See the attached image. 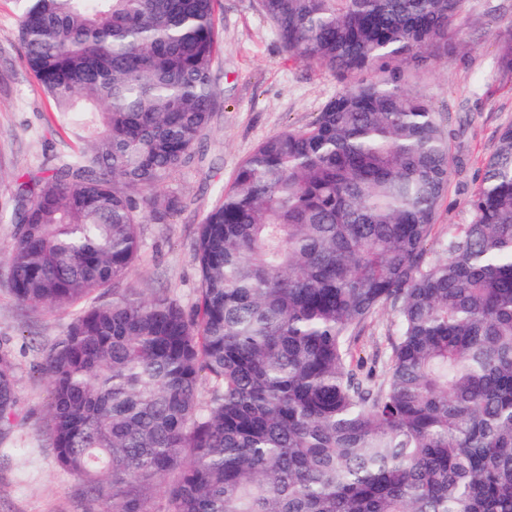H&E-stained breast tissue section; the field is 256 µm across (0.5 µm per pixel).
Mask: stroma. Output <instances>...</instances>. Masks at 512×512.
Masks as SVG:
<instances>
[{"label": "stroma", "mask_w": 512, "mask_h": 512, "mask_svg": "<svg viewBox=\"0 0 512 512\" xmlns=\"http://www.w3.org/2000/svg\"><path fill=\"white\" fill-rule=\"evenodd\" d=\"M218 51L213 78L222 91L211 122L195 145V159L166 185L181 200L167 224L141 227V254L117 291L159 293L192 308L199 287L192 245L197 227L231 184L240 163L266 138L306 128L345 84L322 67L292 56L278 40L259 0H217ZM512 25V0H464L448 46L426 63L407 64L415 91L431 103L454 165L434 225L471 219L468 201L487 154L512 125V74L498 67L501 37ZM14 0H0V211L12 209L19 182L54 167L78 145L62 128L53 102L22 64ZM72 309H29L12 296L8 262L0 250V350L16 377L12 424L0 432V512H107L61 469L48 435L50 382L41 370L47 350L63 336ZM394 327L377 315L355 344L360 374L380 372L373 360L387 351Z\"/></svg>", "instance_id": "obj_1"}]
</instances>
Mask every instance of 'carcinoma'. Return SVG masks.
I'll list each match as a JSON object with an SVG mask.
<instances>
[{
	"instance_id": "cac0c4a2",
	"label": "carcinoma",
	"mask_w": 512,
	"mask_h": 512,
	"mask_svg": "<svg viewBox=\"0 0 512 512\" xmlns=\"http://www.w3.org/2000/svg\"><path fill=\"white\" fill-rule=\"evenodd\" d=\"M214 2L17 0L23 64L84 141L18 184L5 245L17 302L79 307L43 363L57 463L110 512H512V127L429 257L452 158L404 77L463 0H260L303 61L379 75L241 163L191 311L102 298L180 206L158 188L222 95ZM381 312L390 364L364 377ZM15 408L1 352L0 428ZM394 334V327L390 315L380 313L371 324L361 333L355 344V352L359 357V372L363 376L368 373H380L381 364L374 363L373 355L379 351H388V336Z\"/></svg>"
}]
</instances>
